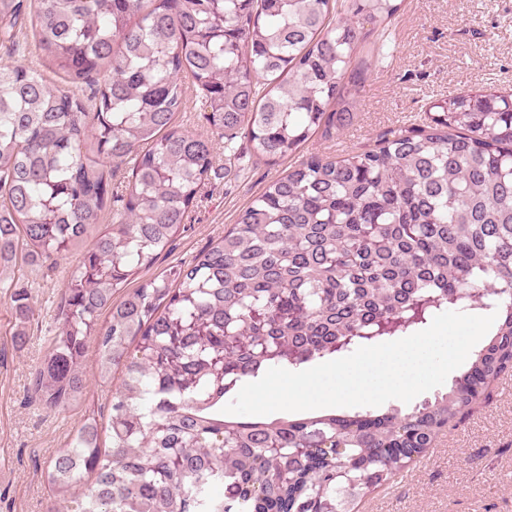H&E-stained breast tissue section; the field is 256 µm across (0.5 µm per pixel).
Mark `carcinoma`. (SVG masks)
<instances>
[{
	"label": "carcinoma",
	"instance_id": "cac0c4a2",
	"mask_svg": "<svg viewBox=\"0 0 512 512\" xmlns=\"http://www.w3.org/2000/svg\"><path fill=\"white\" fill-rule=\"evenodd\" d=\"M23 2L0 0L1 40H19ZM334 2L30 0L32 43L70 88L0 65V284L17 254L62 258L121 203L70 273L32 382L50 409L81 399L91 339L100 379L120 374L109 446L91 414L44 471L54 508L82 485L80 512H352L512 371V94L492 87L448 95L372 150L300 156L224 236L114 300L180 233L213 168L212 144L175 123L184 78L229 164L240 133L276 162L352 122L365 25L400 4L351 0L333 18ZM109 164L131 166L127 185L112 187ZM463 288L484 291L494 332L423 407L224 416V397L268 369L422 330L460 310ZM14 313L20 337L27 295Z\"/></svg>",
	"mask_w": 512,
	"mask_h": 512
}]
</instances>
